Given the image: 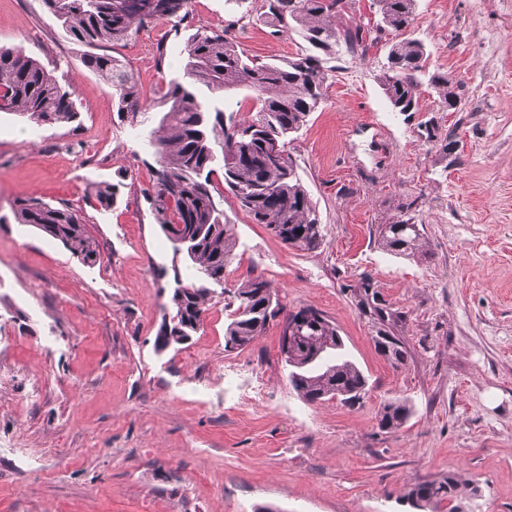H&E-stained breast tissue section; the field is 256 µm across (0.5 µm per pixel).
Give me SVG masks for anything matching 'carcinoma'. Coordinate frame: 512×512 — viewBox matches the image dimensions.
Returning a JSON list of instances; mask_svg holds the SVG:
<instances>
[{
    "label": "carcinoma",
    "mask_w": 512,
    "mask_h": 512,
    "mask_svg": "<svg viewBox=\"0 0 512 512\" xmlns=\"http://www.w3.org/2000/svg\"><path fill=\"white\" fill-rule=\"evenodd\" d=\"M43 2L66 33L92 48L84 65L112 85L119 121L131 130H146L143 147L157 164L147 200L174 256L182 258L187 270L183 274L173 268L172 291L154 349L162 353L184 345L204 325L216 289L224 288V272L234 258L237 239L234 225L224 214V193L232 194L241 211L281 243L302 250L322 245L317 204L288 145L323 100L328 60L342 49L357 53L364 26L336 25L348 0H261L260 19L278 34L299 33L307 49L289 57L260 60L245 55L226 30L198 28L184 38L180 71L148 108L127 63L97 49L127 42L160 21L180 31L188 0H165L162 10L154 6V0ZM373 4L378 17L376 33L389 37L386 64L378 80L392 109L406 112L418 103L428 60L424 44L407 35L416 0H373ZM430 85L437 90L441 107L458 101L456 82L448 75H432ZM240 88L253 93L251 115L244 121L224 117L220 107L225 93ZM74 96L75 90L62 85L38 59L19 47L0 46V114L37 125L74 124L80 118ZM273 140L281 148L276 160L268 154ZM119 196L118 183H88L87 201L102 214L117 204ZM10 212L0 215V224L12 220L32 227L88 267L100 261L98 239L69 203L20 198ZM376 241L395 256L427 254L423 225L404 210L378 226ZM351 292L359 313L376 334L383 335L374 341L375 350L397 367L405 364L408 348L396 332L401 315L387 305L367 275ZM224 311V350L241 351L279 320L283 306L266 279L251 272L237 284ZM343 347L336 324L328 318L301 331L289 381L305 402L336 399L353 406L360 401V393L367 390V377L344 358ZM409 416L406 400L391 399L380 410L378 427L385 434L395 433ZM478 493L479 488L460 474L448 472L409 484L404 498L421 512H464V500Z\"/></svg>",
    "instance_id": "cac0c4a2"
}]
</instances>
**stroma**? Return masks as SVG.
I'll use <instances>...</instances> for the list:
<instances>
[{"instance_id": "35a3bbf8", "label": "stroma", "mask_w": 512, "mask_h": 512, "mask_svg": "<svg viewBox=\"0 0 512 512\" xmlns=\"http://www.w3.org/2000/svg\"><path fill=\"white\" fill-rule=\"evenodd\" d=\"M231 20L249 55L303 45L234 0H190L185 23ZM410 34L429 72L458 83L460 107L443 110L424 84L416 111H392L377 79L385 40L337 54L288 148L320 213L319 249L282 244L224 197L238 237L225 288L255 271L286 308L323 312L368 378L355 406L309 404L279 327L225 351L223 297L182 349L155 352L175 263L142 196L156 162L43 0H0V45L57 67L81 112L77 128L0 115V212L27 196L66 201L102 247L88 267L31 227L0 224V512H412L406 485L449 471L480 489L468 512H512V0H417ZM182 46L158 22L112 53L149 105ZM91 179L121 186L107 214L85 200ZM405 205L428 258L375 240ZM364 275L402 315L405 365L374 349L351 295ZM394 398L412 413L385 434L378 411Z\"/></svg>"}]
</instances>
